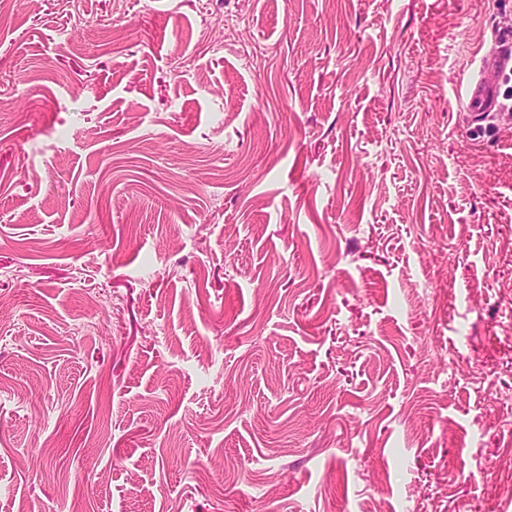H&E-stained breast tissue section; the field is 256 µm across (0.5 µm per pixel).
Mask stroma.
<instances>
[{"label":"stroma","instance_id":"stroma-1","mask_svg":"<svg viewBox=\"0 0 512 512\" xmlns=\"http://www.w3.org/2000/svg\"><path fill=\"white\" fill-rule=\"evenodd\" d=\"M512 0H0V512H512ZM511 63L508 51L482 55L477 74L460 87L458 100L462 110L479 118L478 122L485 121L490 112L501 111L499 79L508 67L511 70Z\"/></svg>","mask_w":512,"mask_h":512}]
</instances>
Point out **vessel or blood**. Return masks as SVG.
<instances>
[{
	"mask_svg": "<svg viewBox=\"0 0 512 512\" xmlns=\"http://www.w3.org/2000/svg\"><path fill=\"white\" fill-rule=\"evenodd\" d=\"M512 66V53H487L482 55L476 75L460 87L458 100L463 111L476 118L486 119L490 112L500 111L499 79Z\"/></svg>",
	"mask_w": 512,
	"mask_h": 512,
	"instance_id": "1",
	"label": "vessel or blood"
}]
</instances>
